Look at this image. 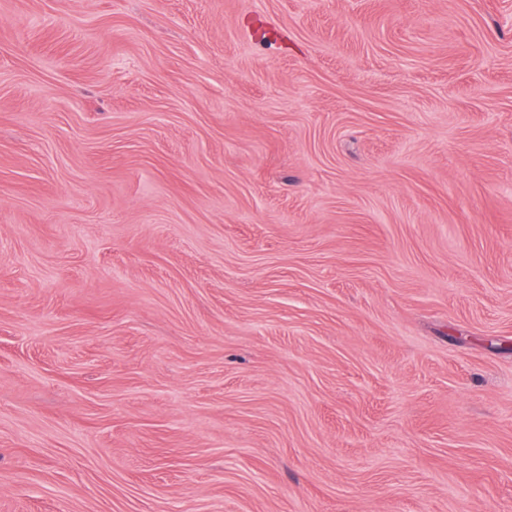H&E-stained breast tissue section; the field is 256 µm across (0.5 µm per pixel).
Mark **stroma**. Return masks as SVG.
Returning a JSON list of instances; mask_svg holds the SVG:
<instances>
[{"instance_id":"stroma-1","label":"stroma","mask_w":512,"mask_h":512,"mask_svg":"<svg viewBox=\"0 0 512 512\" xmlns=\"http://www.w3.org/2000/svg\"><path fill=\"white\" fill-rule=\"evenodd\" d=\"M0 512H512V0H0Z\"/></svg>"}]
</instances>
